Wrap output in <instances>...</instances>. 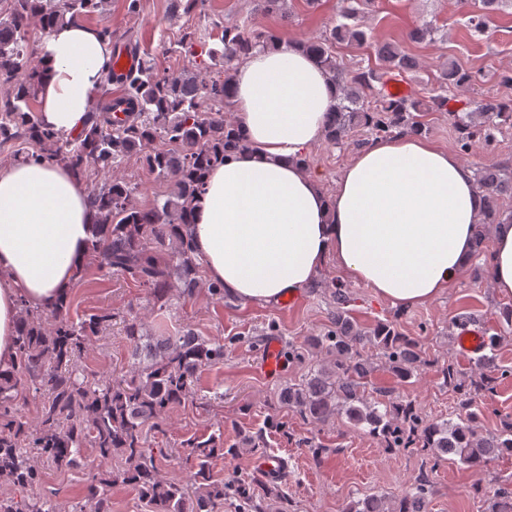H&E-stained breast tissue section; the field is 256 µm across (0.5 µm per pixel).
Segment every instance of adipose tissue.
Segmentation results:
<instances>
[{
    "mask_svg": "<svg viewBox=\"0 0 512 512\" xmlns=\"http://www.w3.org/2000/svg\"><path fill=\"white\" fill-rule=\"evenodd\" d=\"M112 65L111 45L79 23L53 28L37 105L48 128L76 136ZM236 123L249 143L210 170L187 232L226 298L271 305L327 264L391 305L426 304L468 266L485 199L458 156L413 134L358 148L332 195L299 165L323 137L339 94L293 40L233 68ZM96 214L87 189L53 160L0 164V370L16 352L19 306L52 307L77 278ZM490 277L512 298V223L496 225Z\"/></svg>",
    "mask_w": 512,
    "mask_h": 512,
    "instance_id": "1",
    "label": "adipose tissue"
}]
</instances>
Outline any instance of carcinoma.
<instances>
[{"label": "carcinoma", "instance_id": "carcinoma-1", "mask_svg": "<svg viewBox=\"0 0 512 512\" xmlns=\"http://www.w3.org/2000/svg\"><path fill=\"white\" fill-rule=\"evenodd\" d=\"M104 0H10L9 12L0 15V83L11 86L8 98H0V146L20 142L36 147L24 152L27 160L58 158L77 174L89 168L110 171L126 158L138 156L148 171L173 184L172 196L163 203L143 207L134 201L137 187L114 179L89 193L93 224L88 255L98 270L117 273L147 287L156 301H164L176 289L193 295L204 285L208 294L224 300V286L205 280L203 264L195 256L189 238L179 232L188 224L191 204L201 188L204 172L224 162V157L246 147L236 123L224 112L211 110V101L232 105V70L235 61L255 49L277 47L280 36L269 30L232 26L222 30V48H211L210 57L224 63V70L200 83L182 74L161 76L143 61L136 70L107 76L103 86L120 83L127 89L123 99L99 112L88 113L85 129L76 138H66L44 127L38 113L28 110L36 99L40 66L31 65L39 45L27 37L28 22L35 19L49 33L54 26L75 22L99 11ZM358 0H341L338 21L329 35L300 40L337 85L340 95L329 112L325 141L340 144L356 127L380 138L403 133L425 134L424 112L448 107L447 89L468 85L472 74L446 62L440 68L439 93L426 99L393 98L383 92L387 75L405 73L414 60L390 43L375 46L383 69L368 67L349 71L337 62L335 42L364 44V30L349 20L358 13ZM512 8V0H480L468 19L477 34L489 31L497 10ZM127 112L124 121L111 112ZM512 116V98H485L476 112H450L458 132V144L466 150L477 138H487L499 121ZM486 199L482 224L475 236L474 252L483 251L488 228L512 223V213L499 206L502 196L512 197V171L491 165L478 174ZM334 309L329 328L319 336H307L292 350L301 359L315 349L330 358L331 365L313 369L304 378L284 385L279 401L297 409L314 426L344 417L387 448H421L433 465L447 460L481 469L492 459L512 455V421L486 435L477 431L484 415L480 397L491 394L506 370L497 363L496 352L512 333V305L499 309L507 330L487 337V353L476 359L480 375H466L451 364L440 368L444 384L456 401L455 418L431 419L410 400L366 393L372 372V356L385 361L401 382L418 375L426 360L416 338L403 335L396 322L379 321L364 328L352 320L347 309L349 287L332 284ZM66 297L56 305L35 310L20 305L15 339L16 358L11 369L0 371V483L28 493L41 484V470L33 460L38 455L55 467L70 470L81 466V450L92 448L106 461H118L116 470L94 475L85 486L75 512H112V485L135 488L151 512H295L283 486L259 469L247 479L224 481L212 473L214 461L237 456L250 449L267 452L265 431L248 430L239 441L224 445L223 431L190 436L179 448H152L150 434L166 435V416L194 394L204 368L224 361V344L190 330L162 336L151 344L136 316L123 319L124 338L137 357L149 350L147 363L121 379H97L88 367H78L90 342L115 318L108 310L75 320ZM40 401L34 424L17 413L24 394ZM172 458L188 477L168 478L158 461ZM428 478L419 474L399 496L372 495L359 499L345 512H426ZM0 512H53L41 496H0ZM491 512H512V489L498 486L491 496Z\"/></svg>", "mask_w": 512, "mask_h": 512}]
</instances>
